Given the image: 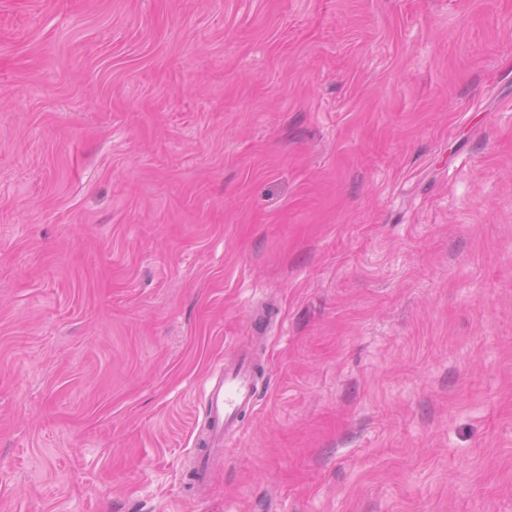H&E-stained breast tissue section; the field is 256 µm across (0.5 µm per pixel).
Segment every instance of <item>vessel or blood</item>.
<instances>
[{"label": "vessel or blood", "mask_w": 512, "mask_h": 512, "mask_svg": "<svg viewBox=\"0 0 512 512\" xmlns=\"http://www.w3.org/2000/svg\"><path fill=\"white\" fill-rule=\"evenodd\" d=\"M257 387V371L244 348L239 349L234 361L219 366L207 378L204 398L208 431L203 441L205 451L195 462L197 483L210 482L214 459L223 456L225 448L240 437L239 415L253 407Z\"/></svg>", "instance_id": "b4317fda"}]
</instances>
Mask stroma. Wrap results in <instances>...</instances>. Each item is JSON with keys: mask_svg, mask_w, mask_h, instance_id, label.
<instances>
[{"mask_svg": "<svg viewBox=\"0 0 512 512\" xmlns=\"http://www.w3.org/2000/svg\"><path fill=\"white\" fill-rule=\"evenodd\" d=\"M0 512H512V0H0ZM244 346L237 348L234 361L220 364L207 378L204 387L207 415V436L197 456L194 479L207 484L212 479L213 461L223 457L224 448L241 436L239 415L252 408L258 387V378L251 355Z\"/></svg>", "mask_w": 512, "mask_h": 512, "instance_id": "stroma-1", "label": "stroma"}]
</instances>
